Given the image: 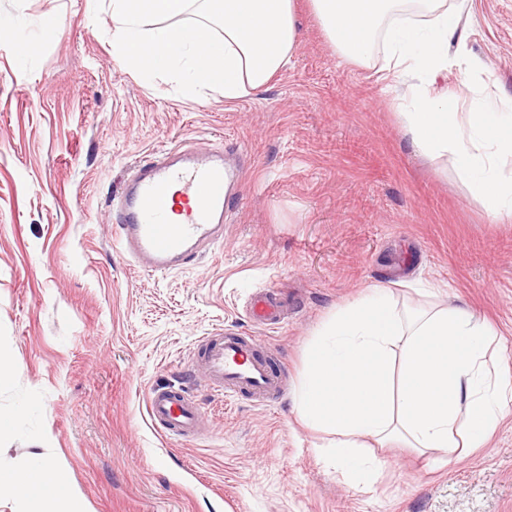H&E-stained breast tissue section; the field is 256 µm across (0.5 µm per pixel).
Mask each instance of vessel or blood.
Returning <instances> with one entry per match:
<instances>
[{
    "instance_id": "obj_1",
    "label": "vessel or blood",
    "mask_w": 512,
    "mask_h": 512,
    "mask_svg": "<svg viewBox=\"0 0 512 512\" xmlns=\"http://www.w3.org/2000/svg\"><path fill=\"white\" fill-rule=\"evenodd\" d=\"M235 173L224 165L223 151L197 146L160 150L137 165L115 204L112 243L120 254L153 273L194 264L224 238V212L233 197ZM280 303L261 292L251 303L253 316L277 325ZM199 363L215 391L232 397L247 394L264 402L282 391L281 379L259 353L260 339L235 332L202 337ZM147 412L174 436L189 438L199 430L204 412L182 387L150 388Z\"/></svg>"
}]
</instances>
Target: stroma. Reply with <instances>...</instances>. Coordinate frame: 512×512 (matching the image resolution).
Here are the masks:
<instances>
[{
  "label": "stroma",
  "instance_id": "35a3bbf8",
  "mask_svg": "<svg viewBox=\"0 0 512 512\" xmlns=\"http://www.w3.org/2000/svg\"><path fill=\"white\" fill-rule=\"evenodd\" d=\"M287 68L232 103L181 95L164 76L123 67L101 0H0V22L36 44L0 45V466L62 469L90 512H512V420L484 448L432 468L410 448H379L380 480L353 486L298 418L296 392L323 322L365 287L398 303L425 288L471 307L503 336L512 370V220L493 222L451 156L417 154L380 60L340 59L309 0H295ZM451 45L512 96V0H469ZM54 20V31L45 23ZM210 142L245 167L224 243L166 275L112 246L109 204L136 162ZM274 290L281 324L246 312ZM231 329L262 341L284 391L226 401L194 372L200 337ZM175 383L207 413L190 441L148 416L149 388Z\"/></svg>",
  "mask_w": 512,
  "mask_h": 512
}]
</instances>
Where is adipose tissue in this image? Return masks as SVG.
<instances>
[{"label":"adipose tissue","mask_w":512,"mask_h":512,"mask_svg":"<svg viewBox=\"0 0 512 512\" xmlns=\"http://www.w3.org/2000/svg\"><path fill=\"white\" fill-rule=\"evenodd\" d=\"M112 44L128 67L172 75L180 91L235 101L264 87L297 47L295 0H111ZM345 61L369 64L383 50L389 87L407 86L403 128L422 154L453 156L457 174L489 218L512 216V97L480 84L438 87L448 48L463 42L464 0H310ZM499 333L462 305L399 306L389 288L336 310L308 351L297 389L308 428L351 482L381 475L366 448L392 441L435 452L483 448L512 416V371L497 359ZM26 512H88L52 467L0 469V498Z\"/></svg>","instance_id":"ef3b65f1"}]
</instances>
